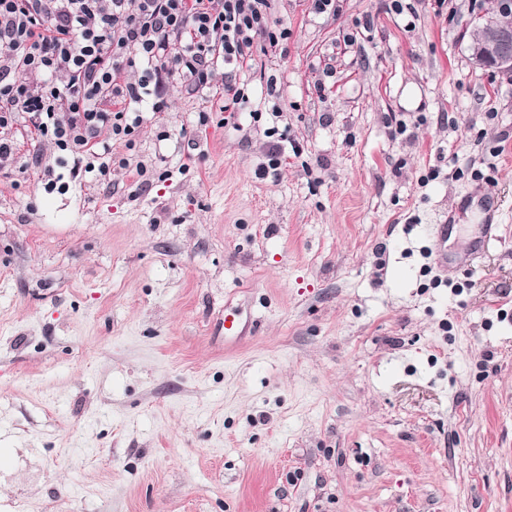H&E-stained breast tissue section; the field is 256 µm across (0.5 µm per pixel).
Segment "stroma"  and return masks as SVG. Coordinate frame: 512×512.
<instances>
[{
	"label": "stroma",
	"instance_id": "stroma-1",
	"mask_svg": "<svg viewBox=\"0 0 512 512\" xmlns=\"http://www.w3.org/2000/svg\"><path fill=\"white\" fill-rule=\"evenodd\" d=\"M403 3L277 0L237 126L146 114L148 187L0 162V512H512V76L483 0ZM497 0H485L486 13L474 24L472 40L483 30L477 43L470 45L473 64L482 68H494L512 75V1H502L496 15ZM496 15V16H495ZM495 16L483 29L488 18Z\"/></svg>",
	"mask_w": 512,
	"mask_h": 512
}]
</instances>
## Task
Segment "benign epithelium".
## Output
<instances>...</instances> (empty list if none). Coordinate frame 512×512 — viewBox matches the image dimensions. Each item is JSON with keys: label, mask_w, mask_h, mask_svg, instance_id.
Returning <instances> with one entry per match:
<instances>
[{"label": "benign epithelium", "mask_w": 512, "mask_h": 512, "mask_svg": "<svg viewBox=\"0 0 512 512\" xmlns=\"http://www.w3.org/2000/svg\"><path fill=\"white\" fill-rule=\"evenodd\" d=\"M470 52L474 65L512 75V0H502L479 41L470 45Z\"/></svg>", "instance_id": "1"}]
</instances>
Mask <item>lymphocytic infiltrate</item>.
<instances>
[{
  "mask_svg": "<svg viewBox=\"0 0 512 512\" xmlns=\"http://www.w3.org/2000/svg\"><path fill=\"white\" fill-rule=\"evenodd\" d=\"M273 0H0V160L16 134L54 144L81 167L97 158L100 177L115 144L133 149L143 102L166 108L165 83L218 102L235 114L244 100L234 83L217 87L220 65L251 67L257 49L288 37ZM141 65L137 81L123 65Z\"/></svg>",
  "mask_w": 512,
  "mask_h": 512,
  "instance_id": "f902f5d3",
  "label": "lymphocytic infiltrate"
}]
</instances>
